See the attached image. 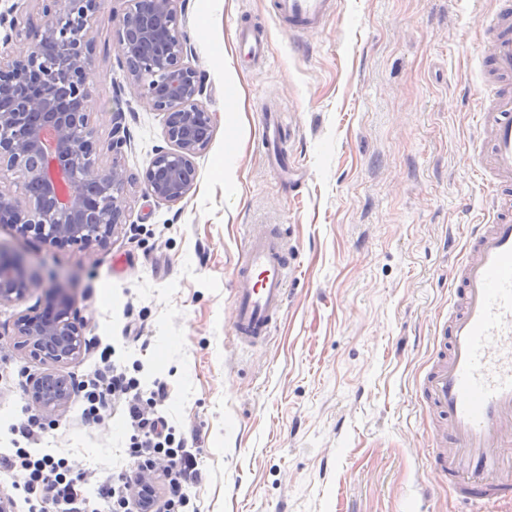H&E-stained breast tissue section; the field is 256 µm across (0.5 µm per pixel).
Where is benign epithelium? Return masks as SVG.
Returning a JSON list of instances; mask_svg holds the SVG:
<instances>
[{"label":"benign epithelium","mask_w":512,"mask_h":512,"mask_svg":"<svg viewBox=\"0 0 512 512\" xmlns=\"http://www.w3.org/2000/svg\"><path fill=\"white\" fill-rule=\"evenodd\" d=\"M40 23L22 19L18 6L0 13L4 41L16 37L26 49L0 55V169L18 177V191H0V224L52 248H102L125 219L129 184L117 164L97 158L91 121L90 64L93 40L88 24L100 0H36ZM112 14L119 55L130 86L162 115L163 138L142 176L145 194L176 204L189 193L194 157L209 144L214 118L200 102L204 75L184 62L187 38L179 26L184 0H125ZM121 111L112 113L108 150L118 155L130 144ZM39 291L36 303L20 312L11 335L47 369L29 378L27 392L52 419L76 391L60 367L86 346L77 295L27 272L24 253L0 249V305L21 302ZM136 512H161L160 495L147 473L131 494Z\"/></svg>","instance_id":"7a95c632"}]
</instances>
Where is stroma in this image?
Wrapping results in <instances>:
<instances>
[{
	"instance_id": "35a3bbf8",
	"label": "stroma",
	"mask_w": 512,
	"mask_h": 512,
	"mask_svg": "<svg viewBox=\"0 0 512 512\" xmlns=\"http://www.w3.org/2000/svg\"><path fill=\"white\" fill-rule=\"evenodd\" d=\"M93 19L90 110L99 161L131 182L127 221L109 244L24 246L31 274L74 289L90 348L65 367L83 381L111 349L162 409L201 479L180 512H463L437 470L436 420L418 394L432 367L449 281L489 204L472 119L480 42L498 0H334L315 33L289 29L275 0H186L187 63L205 76L216 122L179 203L145 197L140 178L163 145L162 116L128 86L112 14ZM263 35L257 63L240 28ZM280 111L281 151L259 138ZM130 143L107 149L115 109ZM288 250V297L263 345L232 328L235 271L257 225ZM43 369L0 338V448H24L38 417L26 392ZM75 395L43 422L39 452L113 471L131 443L123 410L86 424ZM265 112L262 122L263 143L273 163L281 167L284 160L279 153L283 133L280 115L279 112L271 109Z\"/></svg>"
}]
</instances>
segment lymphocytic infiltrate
Segmentation results:
<instances>
[{"label": "lymphocytic infiltrate", "instance_id": "obj_1", "mask_svg": "<svg viewBox=\"0 0 512 512\" xmlns=\"http://www.w3.org/2000/svg\"><path fill=\"white\" fill-rule=\"evenodd\" d=\"M89 385L85 417L100 419L102 412L119 402L126 408L136 433L133 446L127 450L130 462L119 474L75 472L65 459L48 454L35 458L24 448L0 454V473L18 477L24 500L34 510L51 506L55 512H91L82 487L92 481L97 485V497L103 505L101 512H117L127 503L132 485L146 471L159 466L166 480L168 512H178L187 499L189 487L199 479L193 456L185 448L163 446L160 441L166 427L163 417L143 407L137 383L126 379L114 366L94 370Z\"/></svg>", "mask_w": 512, "mask_h": 512}]
</instances>
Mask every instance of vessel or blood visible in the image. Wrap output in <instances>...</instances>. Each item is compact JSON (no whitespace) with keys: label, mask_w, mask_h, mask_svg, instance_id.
I'll return each instance as SVG.
<instances>
[{"label":"vessel or blood","mask_w":512,"mask_h":512,"mask_svg":"<svg viewBox=\"0 0 512 512\" xmlns=\"http://www.w3.org/2000/svg\"><path fill=\"white\" fill-rule=\"evenodd\" d=\"M488 49L479 57L486 66L484 95L475 104L480 133L490 144L479 172L491 202L472 225L457 264L453 305L438 330L440 350L423 381L431 408L446 415L434 432L435 462L443 475L460 485L466 504L506 491L499 475L512 466V0H499ZM289 27L313 32L333 12V0H276ZM239 44L254 61L265 57L256 31H239ZM283 126L277 111L262 122L265 148L274 164ZM288 257L280 237L253 236L236 273L233 329L246 344L265 340L285 301Z\"/></svg>","instance_id":"1"}]
</instances>
